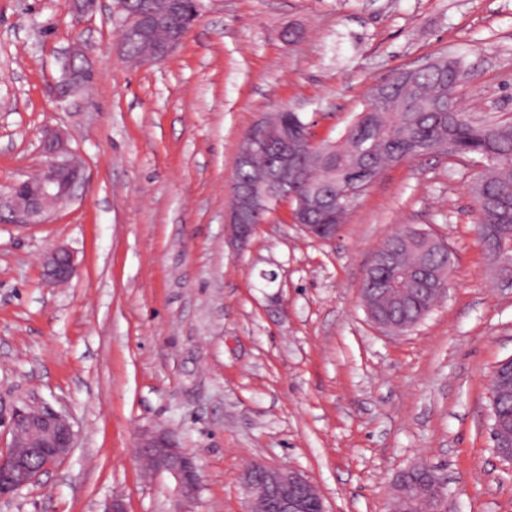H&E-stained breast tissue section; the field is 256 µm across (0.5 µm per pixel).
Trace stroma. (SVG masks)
<instances>
[{
	"mask_svg": "<svg viewBox=\"0 0 512 512\" xmlns=\"http://www.w3.org/2000/svg\"><path fill=\"white\" fill-rule=\"evenodd\" d=\"M302 30L285 41L287 27ZM113 0L76 22L63 0H0V192L40 166L45 129L67 134L87 183L44 223L0 224V402L30 401L77 434L63 461L0 512H171L173 483L145 476L141 434L169 430L202 483L188 512H246L252 464L299 470L328 512H393L396 476L424 461L445 512H512V464L489 437L491 377L512 357V288L475 231L470 158L384 170L334 240L289 205L226 242L243 135L265 114L303 113L336 139L368 90L444 52L479 119L512 121V0H205L163 60L116 48ZM95 77L56 100L71 42ZM418 224L456 254L448 295L411 330L375 326L360 301L374 251ZM61 245L77 272L46 285Z\"/></svg>",
	"mask_w": 512,
	"mask_h": 512,
	"instance_id": "stroma-1",
	"label": "stroma"
}]
</instances>
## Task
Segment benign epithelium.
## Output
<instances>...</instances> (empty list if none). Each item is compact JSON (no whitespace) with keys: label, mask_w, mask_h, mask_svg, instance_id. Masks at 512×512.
I'll use <instances>...</instances> for the list:
<instances>
[{"label":"benign epithelium","mask_w":512,"mask_h":512,"mask_svg":"<svg viewBox=\"0 0 512 512\" xmlns=\"http://www.w3.org/2000/svg\"><path fill=\"white\" fill-rule=\"evenodd\" d=\"M100 0H65L64 8L76 21L92 18ZM121 16L118 46L122 57L129 49L143 42L146 29L154 16L156 5L145 0H114ZM179 27L161 45H149L131 61L150 65L173 52L186 38ZM63 76L53 87L54 95L64 101L78 92L94 75L89 49L82 43H72L61 60ZM314 141L305 131L286 132L279 142V175L265 181L263 190L254 185L235 187L234 202L228 212L229 242L245 244L255 229L254 217L267 207L292 201L293 195L283 196L281 190L297 181L301 166ZM46 161L39 172L13 184L0 193V223L25 226L40 223L44 216L68 205L77 191L84 187L81 163L65 144L61 132L50 129L43 136ZM330 206L316 197L298 202L292 220L310 237L321 241L336 237L334 224H309L310 211H325ZM43 276L50 285H61L73 277L75 264L71 252L55 247L43 256ZM10 434L9 449L0 453V501L12 497L36 482L39 475L67 457L74 448L75 433L68 419L35 404L24 406L0 405V427ZM138 456L148 460L155 476L165 475L174 483V510L187 512L185 505L194 501L200 490L201 476L194 458L179 448L164 429L145 433L137 446ZM419 465L402 472L393 484V494L405 497L414 484ZM247 489L248 512L263 501L265 512H326L316 487L296 470L263 464L249 466L242 477Z\"/></svg>","instance_id":"1"}]
</instances>
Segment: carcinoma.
Returning a JSON list of instances; mask_svg holds the SVG:
<instances>
[{"instance_id": "1", "label": "carcinoma", "mask_w": 512, "mask_h": 512, "mask_svg": "<svg viewBox=\"0 0 512 512\" xmlns=\"http://www.w3.org/2000/svg\"><path fill=\"white\" fill-rule=\"evenodd\" d=\"M433 66L410 78L405 70L395 73L388 83L387 96L375 99L368 95L345 135L334 142L324 141L305 165V180L296 187L300 194H314L330 183L336 188V205L332 223L340 224L351 205L370 187L374 178L359 179L356 172L365 168L374 174L401 159L437 155V147L451 143L456 155L476 156L485 169L474 181L477 202L476 232L486 250L497 262L512 265V249L498 255V236L512 234V122H478L466 112H441L448 94L470 81L471 72L463 58L440 55L431 59ZM249 133L270 147L256 151L251 162L235 168L237 181L250 180L259 173H275L276 144L260 129ZM403 227L379 245V258L384 263L378 272L362 283L361 288L377 289L394 283L387 296L379 301L395 318L415 320L428 315L436 305L433 297L419 291L413 269L421 261V251L414 245H402ZM491 390L500 395L499 410L512 432V378L506 380L495 370ZM434 488L423 473L407 500L399 501L402 512H436L438 504Z\"/></svg>"}]
</instances>
